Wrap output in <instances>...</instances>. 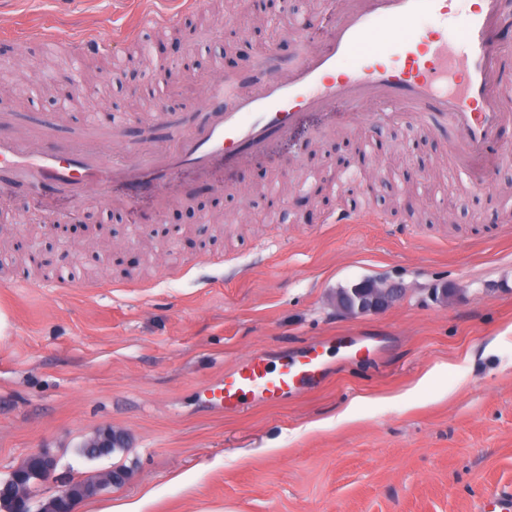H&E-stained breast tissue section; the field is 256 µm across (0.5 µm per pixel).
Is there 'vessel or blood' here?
<instances>
[{"label": "vessel or blood", "mask_w": 512, "mask_h": 512, "mask_svg": "<svg viewBox=\"0 0 512 512\" xmlns=\"http://www.w3.org/2000/svg\"><path fill=\"white\" fill-rule=\"evenodd\" d=\"M434 18L438 29L422 27ZM505 0H343L327 44L304 45L286 68L271 65L245 77H221L208 87L201 122L169 126L166 113H154L141 133L132 161L108 163L95 148L70 141L56 149L38 141L0 136V180L19 186L64 191L82 200L96 192L107 200L113 182L131 194L157 193L183 168L208 171L216 159L242 163L287 135L304 109L344 103L358 108L375 103V123L408 130L453 129L452 154L461 174L471 162L491 159L512 164V149L498 142L512 122L506 107L512 84L500 75ZM398 62L386 61L387 46ZM76 55L111 52L97 33L74 39ZM168 125L167 145L155 130ZM328 370L321 343L273 371L263 353L241 361L211 387L225 409L248 400L278 403L321 385Z\"/></svg>", "instance_id": "vessel-or-blood-1"}]
</instances>
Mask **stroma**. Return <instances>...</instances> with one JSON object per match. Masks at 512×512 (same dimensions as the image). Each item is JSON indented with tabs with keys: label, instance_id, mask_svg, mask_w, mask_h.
<instances>
[{
	"label": "stroma",
	"instance_id": "obj_1",
	"mask_svg": "<svg viewBox=\"0 0 512 512\" xmlns=\"http://www.w3.org/2000/svg\"><path fill=\"white\" fill-rule=\"evenodd\" d=\"M172 0H0V51L29 53L64 81L65 44L29 37L115 36L147 5ZM234 8L197 0L176 26L118 43L98 59L112 114L143 127L129 96L132 45L153 59L180 54L193 67L142 93L173 102L172 125L196 117L215 61L246 71L269 54L291 59L297 41ZM33 87L6 108L8 134L50 126V142L76 138L102 109L92 88L65 110ZM452 136L406 137L368 122L348 127L338 108L304 113L287 138L208 179L178 172L165 195L78 204L52 190L0 184V220L14 242L45 243L68 284L23 262L0 268V481L38 452L54 478L32 484L29 512L66 485L124 468L127 479L81 501L76 512L136 503L140 512H481L489 491H512V165L482 193L447 162ZM223 211L198 235L188 203ZM362 209L375 224H328L326 214ZM78 215L104 232L98 256L72 248L50 226ZM103 230H96V223ZM400 288L388 307L336 308L337 289L364 280ZM356 334L381 340L370 360L334 363L323 385L276 405L227 413L206 393L249 354L270 365L311 341ZM354 406L355 418L336 416ZM124 448L96 459L79 449L99 429ZM186 483H176V476Z\"/></svg>",
	"mask_w": 512,
	"mask_h": 512
}]
</instances>
